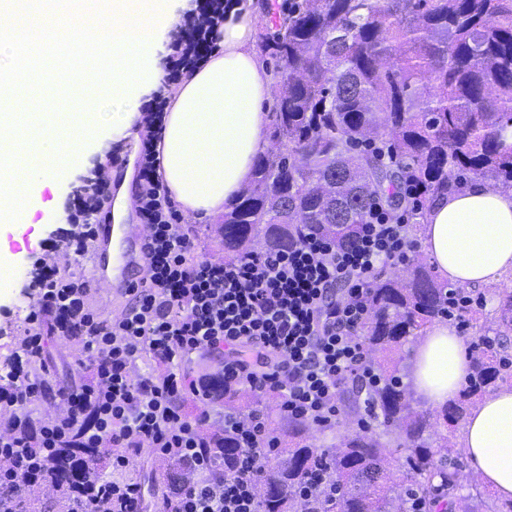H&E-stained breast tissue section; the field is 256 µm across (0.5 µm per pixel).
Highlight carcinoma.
<instances>
[{
    "mask_svg": "<svg viewBox=\"0 0 512 512\" xmlns=\"http://www.w3.org/2000/svg\"><path fill=\"white\" fill-rule=\"evenodd\" d=\"M263 50L280 62L270 137L282 149L259 157L250 187L224 214L227 254L286 249L310 229L341 247L357 244L384 183L400 174L381 167L371 149L379 141L425 192L470 176L512 189V0H299ZM406 268L403 279L374 278L359 328L371 379H351L339 396L355 410L368 389L374 425L360 424L334 450L307 441L265 465L262 512H297L292 489L323 454L338 491L335 512H411L410 493L438 489L450 512H512V498L458 493L465 453L432 439L403 383L402 340L421 335L450 304L424 258L413 255ZM498 313V325L511 328L512 291ZM490 332L471 353L466 400L512 371L507 337ZM214 388L227 408L247 400L222 380ZM384 438L406 452L402 496L393 495ZM82 465L65 454L48 480Z\"/></svg>",
    "mask_w": 512,
    "mask_h": 512,
    "instance_id": "cac0c4a2",
    "label": "carcinoma"
}]
</instances>
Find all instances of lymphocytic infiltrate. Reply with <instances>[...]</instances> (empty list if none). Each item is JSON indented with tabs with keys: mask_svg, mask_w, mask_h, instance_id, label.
<instances>
[{
	"mask_svg": "<svg viewBox=\"0 0 512 512\" xmlns=\"http://www.w3.org/2000/svg\"><path fill=\"white\" fill-rule=\"evenodd\" d=\"M247 0H200L175 32L164 84L178 86L205 63L224 15ZM148 127L138 152L136 208L145 239L147 284L121 317L89 311L79 231L112 195L102 169L78 194L77 213L62 229L73 265L62 268L35 255L22 291L32 300L11 370L0 376V512H22L28 487L41 485L64 448L113 449L116 479L62 488L66 512H141L143 488L123 478L135 456L149 451L177 459L186 472L166 499V512H261L263 463L275 437L263 410L227 413L216 403L187 415V395L204 392L206 374L188 379L185 363L221 362L225 379L276 396L281 417L327 428L336 423L341 385L369 375L367 349L357 330L366 319L370 286L382 268L405 262L412 249L407 226L422 191L405 176L400 193L411 207L395 215L374 203L359 245L339 249L310 231L285 251L234 262L207 254L176 210L156 174L155 143L168 112L164 91L147 106ZM79 340L88 355L79 388L60 393V417L29 423L46 386L34 369L47 337ZM240 452L232 468L214 459L225 432ZM296 496L305 512H333L336 489L322 462L304 474Z\"/></svg>",
	"mask_w": 512,
	"mask_h": 512,
	"instance_id": "1",
	"label": "lymphocytic infiltrate"
}]
</instances>
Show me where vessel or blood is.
<instances>
[{
  "instance_id": "b4317fda",
  "label": "vessel or blood",
  "mask_w": 512,
  "mask_h": 512,
  "mask_svg": "<svg viewBox=\"0 0 512 512\" xmlns=\"http://www.w3.org/2000/svg\"><path fill=\"white\" fill-rule=\"evenodd\" d=\"M145 235L143 225L131 223L129 217L114 221L111 201H104L98 208L84 244L86 307L103 308L115 315L126 310L136 289L147 283ZM104 283L111 289L106 300L98 293Z\"/></svg>"
}]
</instances>
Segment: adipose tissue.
<instances>
[{
    "mask_svg": "<svg viewBox=\"0 0 512 512\" xmlns=\"http://www.w3.org/2000/svg\"><path fill=\"white\" fill-rule=\"evenodd\" d=\"M252 10L229 11L208 62L173 93L156 145L157 174L187 214L204 220L224 212L251 184L256 157L268 147L274 78L254 50ZM54 166L35 179H58L81 163L71 140H39ZM418 249L439 279L485 288L512 272V191L474 181L434 196L418 234ZM410 388L428 406L457 398L469 374L465 342L455 327L436 323L414 345ZM460 444L471 470L497 497H512V384L472 405Z\"/></svg>",
    "mask_w": 512,
    "mask_h": 512,
    "instance_id": "1",
    "label": "adipose tissue"
}]
</instances>
